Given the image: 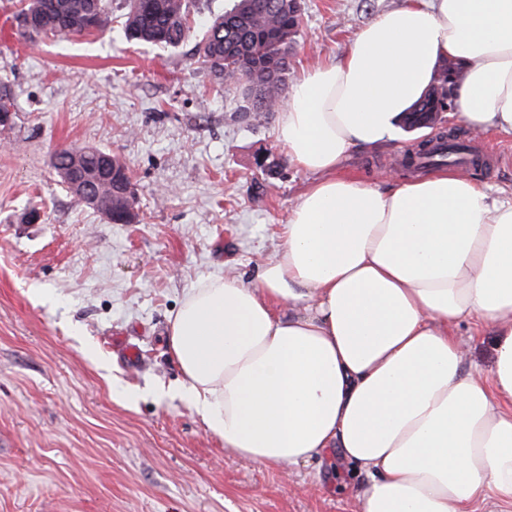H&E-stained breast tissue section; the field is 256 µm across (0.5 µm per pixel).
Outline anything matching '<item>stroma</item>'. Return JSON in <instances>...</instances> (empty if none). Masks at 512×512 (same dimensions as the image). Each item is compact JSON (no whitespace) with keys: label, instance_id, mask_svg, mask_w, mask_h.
Wrapping results in <instances>:
<instances>
[{"label":"stroma","instance_id":"obj_1","mask_svg":"<svg viewBox=\"0 0 512 512\" xmlns=\"http://www.w3.org/2000/svg\"><path fill=\"white\" fill-rule=\"evenodd\" d=\"M404 0H300L291 80L341 57ZM0 0V512H359L364 475L336 453L292 468L225 449L178 390L169 320L191 288L250 280L312 177L277 139L278 113L249 121L192 44L159 50L120 30L35 43ZM472 175L512 192V135L475 133ZM414 132L353 151L341 177L388 187ZM92 147L125 160L138 219L114 224L58 182L51 155ZM40 221H27L30 211ZM492 360L490 325L453 329ZM136 345L128 363L125 345Z\"/></svg>","mask_w":512,"mask_h":512}]
</instances>
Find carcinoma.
Listing matches in <instances>:
<instances>
[{
	"label": "carcinoma",
	"instance_id": "1",
	"mask_svg": "<svg viewBox=\"0 0 512 512\" xmlns=\"http://www.w3.org/2000/svg\"><path fill=\"white\" fill-rule=\"evenodd\" d=\"M19 11L34 22V33L19 31L36 41L55 36H90L121 24L127 39L157 49L178 48L190 35L189 16L196 0H126V11L112 13V0H19ZM94 12L88 27L85 16ZM301 14L297 0H233L231 8L208 21L195 45V54L220 84L241 92L243 111L253 119L278 110L288 84L289 61L299 30ZM462 65L443 63L423 97L403 119L408 129L425 127L418 112L443 113L453 106L454 82ZM64 188H69L72 158L69 149L55 152L50 159ZM89 193L112 201V223L135 209L131 180L119 184L89 179Z\"/></svg>",
	"mask_w": 512,
	"mask_h": 512
}]
</instances>
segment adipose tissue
I'll return each instance as SVG.
<instances>
[{
  "label": "adipose tissue",
  "mask_w": 512,
  "mask_h": 512,
  "mask_svg": "<svg viewBox=\"0 0 512 512\" xmlns=\"http://www.w3.org/2000/svg\"><path fill=\"white\" fill-rule=\"evenodd\" d=\"M447 59L459 119L512 132V0H407L288 93L278 140L314 179L257 281L186 293L167 343L181 391L238 456L335 450L360 512H512V196L440 169L382 188L337 176L385 145ZM291 314H279L281 304ZM493 328L489 370L451 332Z\"/></svg>",
  "instance_id": "ef3b65f1"
}]
</instances>
